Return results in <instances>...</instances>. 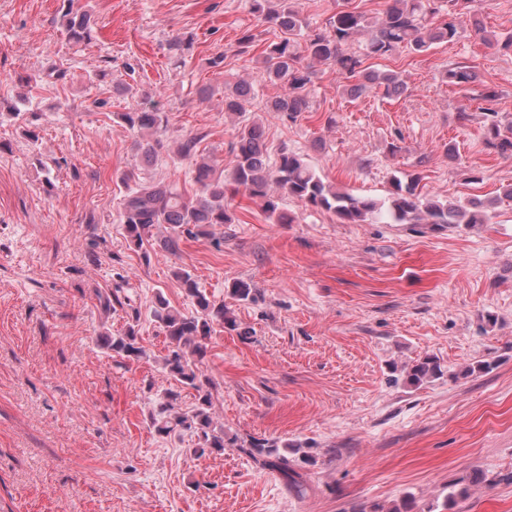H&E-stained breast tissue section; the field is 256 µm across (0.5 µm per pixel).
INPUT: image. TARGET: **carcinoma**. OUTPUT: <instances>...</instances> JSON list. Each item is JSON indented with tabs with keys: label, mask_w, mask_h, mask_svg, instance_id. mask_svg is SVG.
Masks as SVG:
<instances>
[{
	"label": "carcinoma",
	"mask_w": 512,
	"mask_h": 512,
	"mask_svg": "<svg viewBox=\"0 0 512 512\" xmlns=\"http://www.w3.org/2000/svg\"><path fill=\"white\" fill-rule=\"evenodd\" d=\"M474 2L392 0L376 24L369 22L362 12L344 5L330 18L328 26L307 32L292 0H250L251 12L279 31L277 40L267 46L262 58L266 78L283 88L268 105V111L291 122L307 111L309 85L316 64L336 65L346 82L344 89L353 99L372 90L388 97L404 94L407 84L403 79L393 73L372 70L365 66V61L385 58L400 50L424 53L435 44L456 41L463 24L472 18ZM62 25L70 42L92 43L95 22L90 14L74 9L73 0H67L63 9ZM473 25L485 43L512 54V35L497 37L479 22ZM358 39L362 40L361 52L347 51V46ZM442 80L450 86L465 87L477 83V75L472 67L457 63L445 70ZM251 89L250 82L240 80L224 91V111L241 118L232 146L235 161L229 176L216 172L214 165L200 153L204 135L195 134L179 141L177 156L193 167V180L199 185L195 198L186 199L176 187L164 182L137 181L132 170L120 173L119 180L126 187L121 223L130 244L142 248L153 237V230L166 224L168 235L158 241V246L172 254L179 251L184 237H211L219 246L224 236H216V228L233 221L228 194L240 190L260 203L274 223L291 224L294 218L280 210L278 197L271 193L275 186L307 206L335 213L343 224H373L386 217L393 224H448L466 229L488 223L489 215L479 203L466 206L421 196L418 173L394 178L388 199L379 203L336 190L296 153L285 150L275 164H270L263 127L246 118L252 105ZM476 99L486 103L485 144L501 155L512 156V120L504 122L496 109L498 91L484 85ZM112 119L138 133L141 162L148 166L154 164L163 148L159 134L167 127L166 114L153 105L139 103L127 112L112 113ZM174 276L190 300L192 310L182 312L173 308L163 294L156 296L151 315L167 340L164 370L174 385L164 391L163 401L152 417L153 425L157 433L166 436L190 433L195 438L190 452L197 456L219 453L226 448L224 429L216 426L211 415L214 383L204 374L202 365L216 328L234 330L237 324L224 302L209 297L190 272L179 269ZM100 344L119 364L140 358L144 350L140 345L139 316L127 319L120 331L101 335ZM393 372L400 373L393 382L401 380L415 388L445 375L444 366L435 355L420 357ZM184 388L195 391L196 404L189 413L178 409ZM239 450L262 467L276 470L292 484H298L296 458L288 453L296 455L299 449L288 452L280 449L275 441L253 440L247 447L239 446Z\"/></svg>",
	"instance_id": "carcinoma-1"
}]
</instances>
